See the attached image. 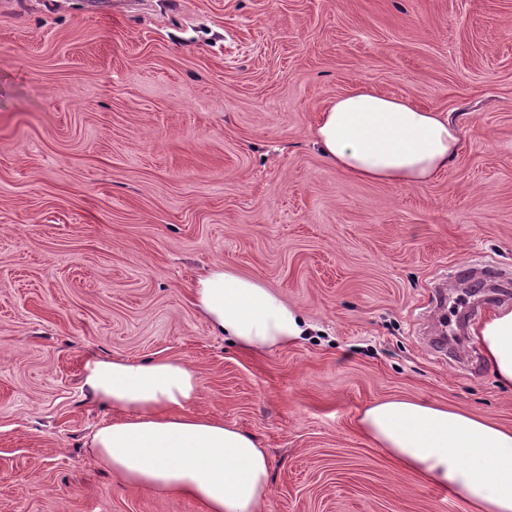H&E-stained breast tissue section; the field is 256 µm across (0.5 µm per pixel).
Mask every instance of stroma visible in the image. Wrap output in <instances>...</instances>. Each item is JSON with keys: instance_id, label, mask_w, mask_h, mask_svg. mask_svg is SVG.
Returning <instances> with one entry per match:
<instances>
[{"instance_id": "35a3bbf8", "label": "stroma", "mask_w": 512, "mask_h": 512, "mask_svg": "<svg viewBox=\"0 0 512 512\" xmlns=\"http://www.w3.org/2000/svg\"><path fill=\"white\" fill-rule=\"evenodd\" d=\"M363 82L460 126L437 180L370 183L309 129ZM214 263L312 324L255 354ZM512 293V0H0V512H203L88 444L93 355L184 360L270 459L261 512H467L357 430L383 398L512 428L472 330ZM190 302L215 336L256 352L296 342L305 332L301 310L264 281L214 264L189 286Z\"/></svg>"}]
</instances>
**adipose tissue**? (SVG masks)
I'll return each instance as SVG.
<instances>
[{
	"instance_id": "1",
	"label": "adipose tissue",
	"mask_w": 512,
	"mask_h": 512,
	"mask_svg": "<svg viewBox=\"0 0 512 512\" xmlns=\"http://www.w3.org/2000/svg\"><path fill=\"white\" fill-rule=\"evenodd\" d=\"M311 134L343 174L401 186L436 180L461 141L447 113L365 83L327 101ZM190 302L214 335L250 351L292 344L306 328L296 305L224 264L192 281ZM473 334L498 383L512 390V308L493 310ZM82 388L116 414L89 444L126 485L196 500L204 512H258L267 501V452L235 426L190 413L202 378L188 363L94 356L84 364ZM357 427L399 468L471 512H512L511 428L411 398L368 404Z\"/></svg>"
}]
</instances>
